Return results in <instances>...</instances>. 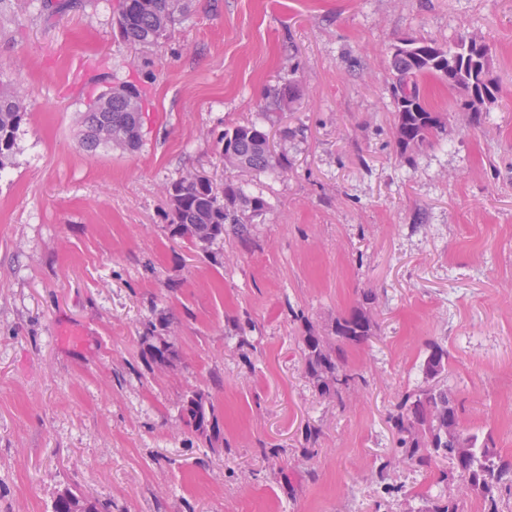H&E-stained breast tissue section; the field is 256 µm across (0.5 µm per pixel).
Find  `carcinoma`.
<instances>
[{
    "mask_svg": "<svg viewBox=\"0 0 512 512\" xmlns=\"http://www.w3.org/2000/svg\"><path fill=\"white\" fill-rule=\"evenodd\" d=\"M190 0H121L116 24L129 43L149 48L157 45L170 28L189 11ZM491 48L482 40L462 35L443 47L434 41L408 39L393 55V95L396 102L395 136L398 153L406 162L412 154L433 142L444 126V117L425 105L421 83L433 78L458 94L462 108L480 116L498 100V88L489 78ZM141 98L133 85L113 88V96L99 94L88 106L82 121L81 141L89 151L115 145L137 149L142 140ZM26 115L18 96L0 91V167L13 154L17 132ZM224 165L242 171L265 172L288 166L275 153L266 129L255 123L224 130ZM169 227L174 237L186 238L206 247L224 237V226L234 224L247 231L244 216H259L267 208L261 196L248 195L241 186L224 180L219 186L210 178L172 183ZM375 324L364 307H356L336 319L333 335L322 336L308 327L302 337L308 375L319 393L342 400V393L360 380L347 368L345 349L367 342ZM150 363L168 366L178 359L177 351L158 336ZM427 385L405 392L387 422L396 436L398 460L424 470L439 457L448 469L439 481L458 485L477 497L483 512H499L503 494H512V460L503 459L490 435L481 436L460 425L456 404L439 378L448 371V351L440 344L428 346L422 363ZM180 418L212 448L222 439L213 404L205 393L193 391L184 398ZM106 506L77 488L64 489L55 499L53 512H105ZM413 512H460L453 496L419 495Z\"/></svg>",
    "mask_w": 512,
    "mask_h": 512,
    "instance_id": "1",
    "label": "carcinoma"
}]
</instances>
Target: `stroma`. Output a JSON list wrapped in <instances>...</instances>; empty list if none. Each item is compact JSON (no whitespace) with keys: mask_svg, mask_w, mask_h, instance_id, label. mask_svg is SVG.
Returning a JSON list of instances; mask_svg holds the SVG:
<instances>
[{"mask_svg":"<svg viewBox=\"0 0 512 512\" xmlns=\"http://www.w3.org/2000/svg\"><path fill=\"white\" fill-rule=\"evenodd\" d=\"M42 5H0V86L27 107L0 169V512H52L67 487L111 512H409L444 493V461L376 466L432 342L462 426L512 458V0H192L150 48L122 41L118 0ZM463 34L490 45L499 102L477 123L426 80L446 123L404 162L390 48ZM125 82L141 146L86 151L88 100ZM247 122L287 169L225 166L219 139ZM190 173L268 207L196 248L168 227L167 188ZM360 305L375 331L345 357L363 381L322 397L301 338ZM152 324L173 365L145 366ZM195 390L223 446L183 425Z\"/></svg>","mask_w":512,"mask_h":512,"instance_id":"1","label":"stroma"}]
</instances>
